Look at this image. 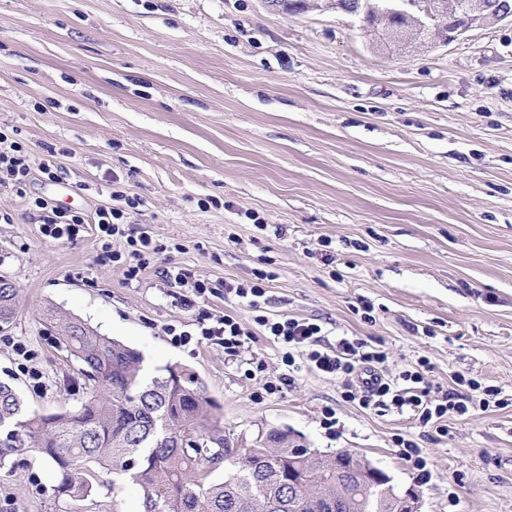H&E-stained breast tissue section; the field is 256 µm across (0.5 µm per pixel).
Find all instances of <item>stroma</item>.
Masks as SVG:
<instances>
[{
  "label": "stroma",
  "mask_w": 512,
  "mask_h": 512,
  "mask_svg": "<svg viewBox=\"0 0 512 512\" xmlns=\"http://www.w3.org/2000/svg\"><path fill=\"white\" fill-rule=\"evenodd\" d=\"M0 130L60 172L33 173L21 194L0 183V277L17 289L0 379L29 411L86 396L42 316L54 306L138 350L151 375L193 372L239 447L277 429L365 457L414 489L421 512H512V23L401 53L353 16L275 13L265 0H0ZM116 190L141 199L131 230L158 247L132 280L112 259L124 241H46L33 206L91 216ZM171 266L232 284L274 272L270 313L382 348L389 375L424 358L426 384L450 389L459 373L507 403L449 418L442 436L411 413L345 401L340 380L306 366L256 400L241 361L279 376L280 345L244 305L187 302L162 275ZM202 312L253 331L242 357L171 344L166 325L194 330ZM17 343L41 389L19 372ZM398 434L418 443L426 476L398 458ZM57 483L38 453L16 456L0 469V512H142L124 477L82 500L56 497Z\"/></svg>",
  "instance_id": "35a3bbf8"
}]
</instances>
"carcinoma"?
<instances>
[{
    "instance_id": "cac0c4a2",
    "label": "carcinoma",
    "mask_w": 512,
    "mask_h": 512,
    "mask_svg": "<svg viewBox=\"0 0 512 512\" xmlns=\"http://www.w3.org/2000/svg\"><path fill=\"white\" fill-rule=\"evenodd\" d=\"M16 288L0 279V324L14 315ZM49 321L61 328V344L80 365L90 394L73 410L29 413L7 381H0V468L8 459L38 451L56 467L58 497L83 498L93 490L97 467L128 477L143 491V512H332L325 501L347 488L362 458L309 460L288 446V434L266 438L281 447L250 452L224 431L219 407L201 383L174 365L146 379L143 358L123 343L53 307ZM224 464L229 475L210 480ZM387 496L347 500L339 512H395Z\"/></svg>"
}]
</instances>
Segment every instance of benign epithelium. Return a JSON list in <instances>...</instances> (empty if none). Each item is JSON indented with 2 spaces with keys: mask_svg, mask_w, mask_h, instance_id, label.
Instances as JSON below:
<instances>
[{
  "mask_svg": "<svg viewBox=\"0 0 512 512\" xmlns=\"http://www.w3.org/2000/svg\"><path fill=\"white\" fill-rule=\"evenodd\" d=\"M352 16L370 31L395 42L404 50L425 46H446L467 32L491 22L512 21V0H363ZM363 474L372 485H384L397 512H420L416 491L399 494L384 471L363 461Z\"/></svg>",
  "mask_w": 512,
  "mask_h": 512,
  "instance_id": "1",
  "label": "benign epithelium"
}]
</instances>
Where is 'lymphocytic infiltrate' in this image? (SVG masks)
I'll use <instances>...</instances> for the list:
<instances>
[{"label":"lymphocytic infiltrate","mask_w":512,"mask_h":512,"mask_svg":"<svg viewBox=\"0 0 512 512\" xmlns=\"http://www.w3.org/2000/svg\"><path fill=\"white\" fill-rule=\"evenodd\" d=\"M125 208L103 206L96 210L94 219L53 205L45 199L36 200L40 211V233L49 241H72L94 228L98 237L125 239L132 258L125 271L127 278H136L147 267V256L153 250L152 239L141 235H127L126 226L130 213L136 212L139 202L129 197ZM167 277L176 284L191 286L195 296L203 297L224 292L236 297L238 302L256 310V323L266 335L282 346L280 364L282 373L267 378L262 384L264 394L281 393L284 386L294 381V374L301 366L336 376L342 384V396L362 408L381 410H408L417 416L422 426L444 433L448 430L449 415H466L477 409L489 408L498 391L475 379L454 376V389L431 388L425 385L420 370L403 371L399 378L391 379L380 372L386 360L384 350L367 345L357 338H341L335 346H323L322 327L307 319L287 315H264L260 309L268 302L265 274H256L252 281L237 285L225 284L217 287L208 280L191 279L188 271L173 267ZM197 332L178 330L167 326L166 333L178 346L188 345L192 340L211 342L223 347L225 354L240 355L248 348L253 333L233 313L214 318L213 322H198Z\"/></svg>","instance_id":"f902f5d3"}]
</instances>
